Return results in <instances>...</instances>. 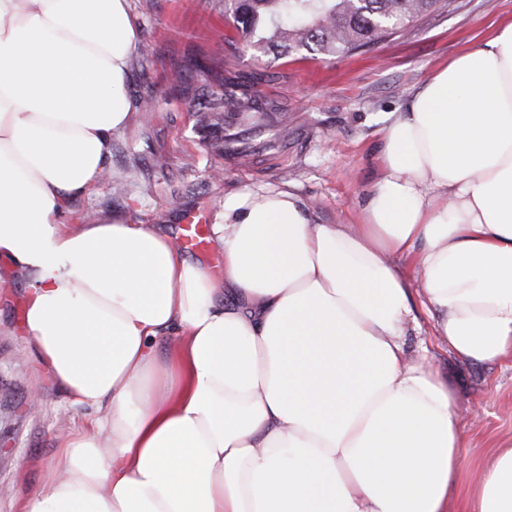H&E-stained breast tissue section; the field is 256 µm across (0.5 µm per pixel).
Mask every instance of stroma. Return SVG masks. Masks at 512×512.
I'll use <instances>...</instances> for the list:
<instances>
[{"label": "stroma", "mask_w": 512, "mask_h": 512, "mask_svg": "<svg viewBox=\"0 0 512 512\" xmlns=\"http://www.w3.org/2000/svg\"><path fill=\"white\" fill-rule=\"evenodd\" d=\"M141 40L130 60L127 125L113 136L107 177L70 204L69 223L109 219L177 230L190 210L219 212L245 187L292 192L318 224H353L381 177L380 136L409 96L439 66L483 47L512 0H449L445 13L417 22L411 36L346 57L314 52L255 56L224 15L222 0H129ZM208 73L195 70V63ZM187 70L174 86L172 69ZM256 75L253 91L275 102L272 120L247 135L244 154L219 157L195 130L192 103L223 79ZM165 159L166 168L156 166ZM128 180L126 194L111 182ZM25 281L0 263V512H20L58 453L94 411L71 404L32 352L22 325ZM434 364L457 395L463 460L451 498L459 512L497 449L512 446V359L479 365L435 349Z\"/></svg>", "instance_id": "obj_1"}]
</instances>
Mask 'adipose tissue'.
<instances>
[{
  "instance_id": "adipose-tissue-1",
  "label": "adipose tissue",
  "mask_w": 512,
  "mask_h": 512,
  "mask_svg": "<svg viewBox=\"0 0 512 512\" xmlns=\"http://www.w3.org/2000/svg\"><path fill=\"white\" fill-rule=\"evenodd\" d=\"M139 47L128 0H0V261L53 383L96 409L22 512H448L456 396L403 336L422 312L455 357L512 358V20L384 130L358 223L225 196L220 279L152 226L66 222ZM464 512H512V448Z\"/></svg>"
}]
</instances>
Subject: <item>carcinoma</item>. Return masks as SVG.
<instances>
[{
    "label": "carcinoma",
    "mask_w": 512,
    "mask_h": 512,
    "mask_svg": "<svg viewBox=\"0 0 512 512\" xmlns=\"http://www.w3.org/2000/svg\"><path fill=\"white\" fill-rule=\"evenodd\" d=\"M447 7V0H224L228 18L236 24L244 48L259 55H287L306 50L324 56L352 54L389 37L409 35L414 23ZM193 108L200 115V132L212 138L219 154L229 150L224 118L242 120L254 112H274L236 92L226 82L219 91L202 94Z\"/></svg>",
    "instance_id": "carcinoma-1"
}]
</instances>
